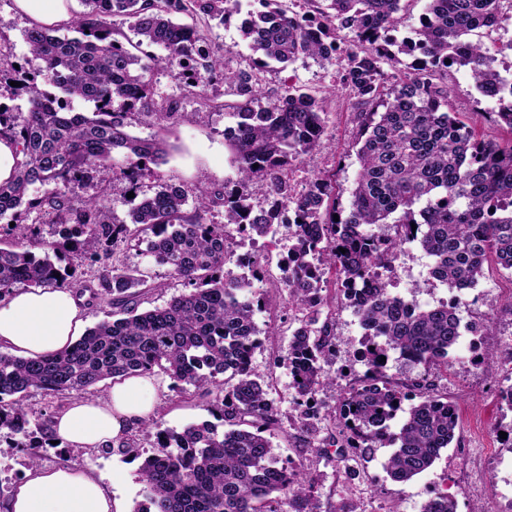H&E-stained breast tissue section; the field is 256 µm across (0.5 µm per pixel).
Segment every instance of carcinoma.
<instances>
[{
	"mask_svg": "<svg viewBox=\"0 0 512 512\" xmlns=\"http://www.w3.org/2000/svg\"><path fill=\"white\" fill-rule=\"evenodd\" d=\"M82 2L89 10L69 23L73 35L37 23L25 31L36 68L0 67V97L6 91L27 103L24 111L0 103V126L16 137L22 155L12 182L0 184V221L14 223L16 231V240L0 247V299L21 283L71 287L88 259L102 264L90 292L111 310L54 354L32 360L0 352V430L17 437V448H42L51 444L52 420H32L25 404L31 392L91 396L104 380L158 369L174 385L213 397L214 421L156 432V448L139 468L145 501L137 512H315L316 479L278 465L266 436L280 427L281 413L250 368L261 344L255 322L261 299L246 292L250 281L226 269L229 227L261 237L286 224L291 245L281 282L289 303L311 310L295 328L286 357L298 409L293 425L313 434L316 420H340L341 439L329 446L341 454L392 447L384 468L398 483L429 470L455 439L456 408L437 394L429 371L393 381L386 358L393 353L446 369L461 328L489 333L493 321L463 326L458 306L423 307L394 295L392 262L403 245L417 242L431 259L427 280L460 291L477 286L490 256L512 271V140L486 141L452 116L442 83L448 65L468 68L476 90L498 99L497 117L512 130V82L475 39L497 25L500 0H425L420 27L400 42L390 32L402 0H304L307 9L300 12L280 0H251L261 9L241 32L259 54L258 68L300 57L329 62L340 50L337 31L349 30L340 81L354 99L359 169L346 210L336 204L329 177L315 176L300 191L288 179L290 167L320 145L323 98L288 86L263 105L255 75L224 71L220 47L203 68L195 66L196 47L207 37L174 15L223 23L241 13L244 0ZM129 33L128 48L120 38ZM152 47L166 55L149 52ZM402 55L413 62L410 74L397 80L385 66ZM161 64L177 71L181 97H157L148 74ZM217 78L234 85L237 95L228 105L236 118V181L196 199L190 211L185 191L163 183L133 202L127 221L116 222L104 203L107 190L139 194L150 166L165 156L163 141L129 133L131 120L148 115L165 122L182 97L206 103L204 90ZM72 99L93 104L92 115L64 105ZM92 172L100 194L77 206L74 189ZM257 180L272 198L258 209L249 192ZM37 184L48 190L32 198ZM216 203L224 206V223L209 224L204 215ZM33 212L74 215L52 256L26 245L31 227L24 221ZM376 224L391 225L394 234H375ZM123 240L146 242L155 264L191 290L139 310L159 285L139 270L107 263L108 244ZM63 253L76 263L60 265ZM330 286L333 295H322ZM338 295L364 330L365 371L343 389L338 410L322 415L316 395L329 382L324 365L334 355ZM323 306L328 312L321 321ZM411 394L418 401L402 409ZM423 512H457V503L437 493Z\"/></svg>",
	"mask_w": 512,
	"mask_h": 512,
	"instance_id": "carcinoma-1",
	"label": "carcinoma"
}]
</instances>
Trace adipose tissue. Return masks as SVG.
<instances>
[{
	"label": "adipose tissue",
	"mask_w": 512,
	"mask_h": 512,
	"mask_svg": "<svg viewBox=\"0 0 512 512\" xmlns=\"http://www.w3.org/2000/svg\"><path fill=\"white\" fill-rule=\"evenodd\" d=\"M81 308L66 288L16 289L0 301V345L36 359L72 344ZM158 410L155 378L131 376L105 397L73 400L54 419L57 442L75 448L117 445ZM0 512H126L121 499L90 471L69 464L39 466L13 489Z\"/></svg>",
	"instance_id": "1"
}]
</instances>
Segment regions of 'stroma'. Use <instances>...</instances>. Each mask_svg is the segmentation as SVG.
<instances>
[{
	"mask_svg": "<svg viewBox=\"0 0 512 512\" xmlns=\"http://www.w3.org/2000/svg\"><path fill=\"white\" fill-rule=\"evenodd\" d=\"M240 23L237 16L226 25L213 20L206 30L211 45L224 48V68L229 72L255 68L254 54L242 37ZM30 25V18L17 9L14 0H0V42L8 46L11 61L26 63L29 53L24 31ZM344 66L341 59L320 64L300 58L284 65L273 63L258 71L260 88L267 99L277 98L289 84L319 91L324 96L327 126L321 145L297 164L293 184L300 189L309 177L330 173L336 184L337 201L345 208L350 202L359 164L355 147L357 127L351 119V104L347 97L331 92ZM448 91L449 111L455 112L479 135L497 141L512 138V133L493 119L498 109L496 100L483 97L475 90L468 69L449 68ZM207 94L212 106H204L191 97L182 99L180 114L170 123L159 126L146 118L132 122L131 135L159 138L166 148L164 164L154 167L152 174L143 180L144 192L153 191L158 184L174 182L193 201L235 180L236 166L224 136L225 129L235 124L227 108L235 99L234 88L220 82L208 87ZM230 249L235 255L249 252L259 257L258 264L250 268L238 266L235 261L228 264L234 275L251 281L253 295L264 302L261 311L255 314L263 338L252 354L251 368L271 383V396L283 417L296 416L295 390L286 356L291 334L306 312L289 304L288 291L280 282L279 263L288 250V230L279 224L264 237L249 240L237 235ZM114 259L118 266L149 272L157 282L163 283V290L145 297L143 308L164 305L185 290L181 281L169 278L165 269L153 265L145 246L117 243ZM429 262L415 242L405 244L398 257L399 293L415 298L424 306L437 304L448 296L447 287L427 281ZM510 287L512 272L491 264L486 266L485 275L475 288L461 291L463 323L486 315L492 317L494 329L481 337L463 333L457 348L450 353L452 367L440 373L437 382L440 393L460 411L459 439L443 450L431 469L412 481L399 484L388 477L384 463L390 447L374 449L371 455L362 458L339 457L324 444L326 428H319L311 436L288 425L274 432L273 452L280 463L316 478L319 512H422L424 503L437 492L452 495L457 512H473L477 507L496 512L497 498L477 487L474 463L482 461L491 477L495 476L497 465L512 466V446L499 436L502 426L512 423V410L501 403L499 389L512 385V378L503 370L496 378H489L484 364L475 361L471 346L478 342L483 349L497 353L506 348L507 339L512 336V302L506 297ZM362 335L351 309L337 310L335 355L325 367L335 383L318 393V403L329 408L335 406L340 389L364 372L359 359ZM158 381L160 405L156 419L161 427L178 430L186 424L210 419L208 398L174 387L167 376H159ZM44 462L48 465L69 462L91 469L124 501L127 512H137L143 500L144 490L138 480L141 462L118 450L106 448L72 455L51 448Z\"/></svg>",
	"mask_w": 512,
	"mask_h": 512,
	"instance_id": "obj_1",
	"label": "stroma"
}]
</instances>
